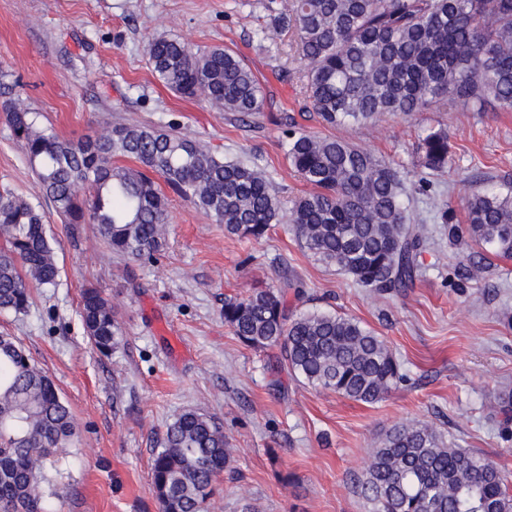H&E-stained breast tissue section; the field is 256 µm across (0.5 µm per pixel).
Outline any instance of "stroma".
<instances>
[{"label": "stroma", "instance_id": "1", "mask_svg": "<svg viewBox=\"0 0 512 512\" xmlns=\"http://www.w3.org/2000/svg\"><path fill=\"white\" fill-rule=\"evenodd\" d=\"M285 0H0V69L18 77L40 125L77 141L125 122L188 136L228 160L270 175L289 209L311 187L291 168L282 145L289 124L334 136L385 157L406 182L413 223L428 244L421 276L402 294L355 284L309 255L288 225L261 240L228 235L223 225L168 196V243L153 263L112 252L95 225L68 235L53 220L59 276L31 286L22 314L0 313V334L16 343L58 387L78 429L73 453L58 465L59 497L49 512H159L150 485L153 454L166 425L195 410L217 418L234 461L208 512H369L352 489L367 450L386 430L429 422L456 447L484 454L512 483V440L490 409L491 391L512 386V259H492L484 279L460 283L459 268L484 258L476 246H452L436 215L452 203L463 216L469 190L512 178V112H411L342 127L302 111L303 65L293 35L260 40ZM156 37L203 52L229 47L252 68L267 97L241 118L165 87L148 64ZM447 129L446 173L426 174L415 146L429 127ZM28 198L35 175L0 115V193ZM300 287L297 314L336 312L381 336L402 364L404 382L365 404L308 385L279 365L278 349L242 344L224 323V300L276 285L280 270ZM101 289L119 314L123 342L103 356L79 316L80 290Z\"/></svg>", "mask_w": 512, "mask_h": 512}]
</instances>
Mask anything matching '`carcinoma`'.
<instances>
[{
  "instance_id": "carcinoma-1",
  "label": "carcinoma",
  "mask_w": 512,
  "mask_h": 512,
  "mask_svg": "<svg viewBox=\"0 0 512 512\" xmlns=\"http://www.w3.org/2000/svg\"><path fill=\"white\" fill-rule=\"evenodd\" d=\"M293 32L304 62L308 111L331 127L372 122L385 113L512 112V0H289L263 34ZM148 63L172 92L246 118L263 109L261 84L244 58L226 48L193 52L178 39L155 38ZM0 73V111L34 169L37 194L50 200L65 228L96 224L104 242L136 261L161 255L168 233L166 197L157 179L184 196L224 232L260 240L286 222L315 259L363 288L403 292L420 275L424 238L408 224V189L391 162L348 142L289 128L286 155L312 186L284 214L262 168L226 161L195 140L126 123L77 142L42 128L18 90ZM448 132L419 139V165L448 168ZM130 159L136 166L120 164ZM448 240L474 242L512 259V183L472 190L465 217L440 212ZM45 214L27 199L0 195V311H28V282L52 288L58 267ZM283 287L224 299V324L244 345L277 347L303 381L372 404L404 381L381 336L330 312L289 313ZM83 329L95 350L123 340L112 304L92 286L80 291ZM503 434L512 428V391L494 395ZM77 436L53 381L11 338L0 336V512H47L56 494L54 457ZM231 461L223 426L186 410L170 422L151 464L159 512H206ZM371 512H512L497 466L454 447L429 423L388 430L368 449L355 485Z\"/></svg>"
}]
</instances>
